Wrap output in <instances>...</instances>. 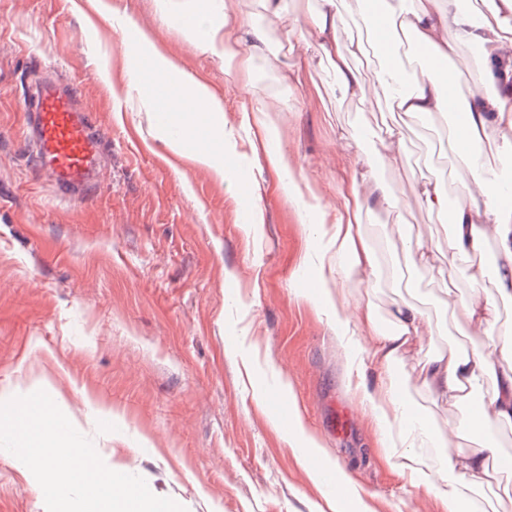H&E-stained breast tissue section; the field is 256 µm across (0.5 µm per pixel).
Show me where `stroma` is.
<instances>
[{"mask_svg": "<svg viewBox=\"0 0 512 512\" xmlns=\"http://www.w3.org/2000/svg\"><path fill=\"white\" fill-rule=\"evenodd\" d=\"M100 2L0 0V399L45 390L100 456L187 512H447L400 468L355 388L373 348L365 306L386 327L394 302L408 300L430 324L393 380L442 430L421 454L433 464L479 448L460 441L461 409L435 399L421 369L496 337V328L467 337L463 309L448 303L477 286L494 293L497 245L487 238L449 271L448 219L415 194L427 119L404 124L375 100L341 97L317 53L289 45L318 0H284L275 18L261 0H227L233 19L268 32V76L249 91L165 21L164 0H108V15ZM154 46L222 98L223 177L171 150L173 132L134 90L126 57ZM297 69L301 84L282 85ZM48 74L74 88L106 134L101 187L85 203L59 200L27 151L29 90ZM275 89L284 107L256 118L255 100ZM397 124L405 153L389 166L374 146ZM279 152L314 204L342 207L355 173L361 192L390 187L397 207L365 213L361 226L379 253L373 274L343 271L322 292L320 241L281 190L269 162ZM405 238L426 246L429 264H407ZM328 294L345 334L322 311ZM335 399L351 407L344 440L325 425ZM294 413L316 447H289ZM0 512H46L32 473L5 450Z\"/></svg>", "mask_w": 512, "mask_h": 512, "instance_id": "35a3bbf8", "label": "stroma"}]
</instances>
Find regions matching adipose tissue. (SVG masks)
<instances>
[{
  "label": "adipose tissue",
  "mask_w": 512,
  "mask_h": 512,
  "mask_svg": "<svg viewBox=\"0 0 512 512\" xmlns=\"http://www.w3.org/2000/svg\"><path fill=\"white\" fill-rule=\"evenodd\" d=\"M340 0H321V8L306 18L297 38L318 47L332 61L338 88L343 96L362 99L376 97L393 111L409 118L433 115L449 109L453 96L450 85L438 76L442 65L462 56L475 45L482 52L479 65L471 71L477 91L466 100V120L449 126L446 151L460 172L459 181L467 203L449 207L442 180L427 179L420 191L423 205L432 212L448 214L450 235L449 269L469 260L486 233H494L501 254L496 270V297L472 294L463 299L473 330L486 329L498 317L499 300H512V210H505L502 195L512 185V173L499 171L487 163L480 148L487 131L512 133V0H483L482 5L463 6L461 0H418L405 7L393 0H368L359 11V25L387 54L388 60L365 80L353 67L352 59L365 50L362 40L351 36L339 7ZM193 16L188 32L201 48L218 58L225 73L251 82L253 61L267 49L266 34L247 22L230 19L225 0H169L168 16ZM427 52L426 65L407 73L397 62L399 33ZM147 84L155 96L168 97L180 117V140L197 142L193 159L215 166L224 149V103L199 82L185 81L173 64L160 53H153ZM342 209L336 210L331 225L321 227V265L347 260L351 271L372 274L377 254L361 229L364 212L372 204L392 203L386 189H379L374 200L364 199L354 181H346ZM365 323L377 340L370 360L386 377L378 391L364 392L380 428H396L390 446L400 449L401 467L422 486L442 498L448 512H492L493 503L478 505L488 483L489 468L497 452L493 441H485L478 452H448L440 463L428 465L416 449L440 438V431L421 411H408L387 374L415 347L425 315L407 301L395 302L391 329H383L373 310H366ZM493 377L495 388L489 398L478 397L484 377ZM422 382L448 405H465L458 428L462 439L485 433L498 422H512V325L503 326L500 337L489 345H472L469 350L451 349L436 354L426 364Z\"/></svg>",
  "instance_id": "1"
}]
</instances>
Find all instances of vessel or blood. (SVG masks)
Segmentation results:
<instances>
[{"mask_svg":"<svg viewBox=\"0 0 512 512\" xmlns=\"http://www.w3.org/2000/svg\"><path fill=\"white\" fill-rule=\"evenodd\" d=\"M27 135L33 162L58 198L84 201L100 187L104 140L96 118L78 103L74 90L40 81L30 95Z\"/></svg>","mask_w":512,"mask_h":512,"instance_id":"obj_1","label":"vessel or blood"}]
</instances>
